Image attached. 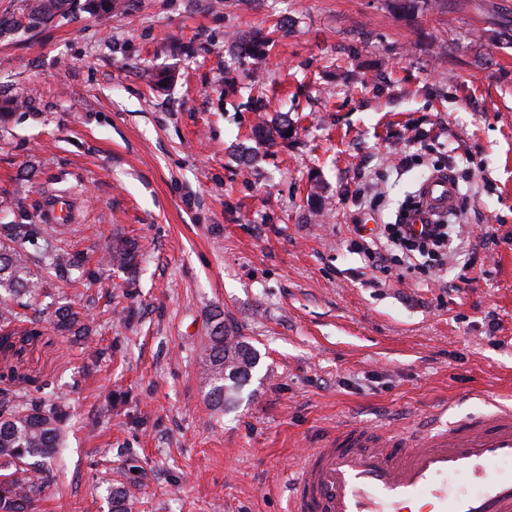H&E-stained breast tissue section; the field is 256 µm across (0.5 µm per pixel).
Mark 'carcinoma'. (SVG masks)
Segmentation results:
<instances>
[{"instance_id": "obj_1", "label": "carcinoma", "mask_w": 512, "mask_h": 512, "mask_svg": "<svg viewBox=\"0 0 512 512\" xmlns=\"http://www.w3.org/2000/svg\"><path fill=\"white\" fill-rule=\"evenodd\" d=\"M73 0H22L19 16L0 21V36H16L67 15ZM88 6L108 14H121L123 0H88ZM274 39L258 31H240L232 39L235 53L255 62L263 61ZM255 112L249 140L254 155H266L288 141L295 132L284 116L272 120L259 99L248 101ZM51 236L45 224H0V346L12 345L14 336H30L27 325L36 318L29 314L33 302L44 294L45 279L53 277L67 283L84 276V264L77 254L60 251L47 244ZM42 240L46 247L37 254L25 244ZM134 247L119 241L112 246L109 262L133 265ZM54 329L71 341L90 343L89 328L72 306L56 307ZM209 359L206 380L210 397L222 405L234 397L247 382L256 364V351L242 336L229 333L224 323H216L203 345ZM69 412L59 398L37 396L27 387L0 390V512H40L44 485L34 482L33 474L43 461L62 451L64 426Z\"/></svg>"}]
</instances>
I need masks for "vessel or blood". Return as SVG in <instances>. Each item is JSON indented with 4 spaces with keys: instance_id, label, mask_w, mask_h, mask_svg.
<instances>
[{
    "instance_id": "b4317fda",
    "label": "vessel or blood",
    "mask_w": 512,
    "mask_h": 512,
    "mask_svg": "<svg viewBox=\"0 0 512 512\" xmlns=\"http://www.w3.org/2000/svg\"><path fill=\"white\" fill-rule=\"evenodd\" d=\"M408 221L434 223L456 212L459 191L447 173L421 183ZM468 477L475 490H454ZM512 512V405L452 422L412 428L349 424L297 462L288 512Z\"/></svg>"
}]
</instances>
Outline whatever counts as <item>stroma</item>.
Returning a JSON list of instances; mask_svg holds the SVG:
<instances>
[{
    "label": "stroma",
    "mask_w": 512,
    "mask_h": 512,
    "mask_svg": "<svg viewBox=\"0 0 512 512\" xmlns=\"http://www.w3.org/2000/svg\"><path fill=\"white\" fill-rule=\"evenodd\" d=\"M84 2L0 38V101L28 100L0 122V221L26 196L91 272L48 284L86 314L91 350L45 316L0 353V374L70 406L44 512H108L112 481L132 512H286L291 460L337 424L512 404V0ZM252 28L275 40L267 112L297 132L249 162L252 64L229 44ZM439 164L461 193L447 266L377 275L351 224L395 223ZM120 239L136 269L104 262ZM219 319L258 354L221 406L202 350Z\"/></svg>",
    "instance_id": "35a3bbf8"
}]
</instances>
